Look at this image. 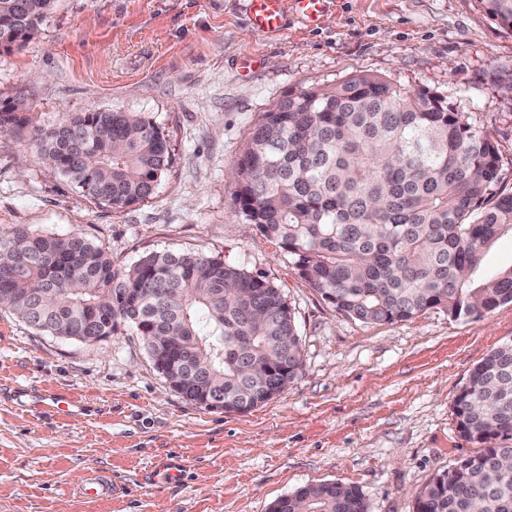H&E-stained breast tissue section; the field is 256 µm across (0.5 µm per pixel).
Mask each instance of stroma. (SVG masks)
<instances>
[{
    "label": "stroma",
    "mask_w": 512,
    "mask_h": 512,
    "mask_svg": "<svg viewBox=\"0 0 512 512\" xmlns=\"http://www.w3.org/2000/svg\"><path fill=\"white\" fill-rule=\"evenodd\" d=\"M257 35L241 0H56L38 36L0 55V98L42 125L66 112H142L172 163L153 195L101 206L0 140V225L85 235L120 266L150 253L220 255L290 303L302 367L243 414L185 402L127 327L94 345L0 312V512H269L298 487H357L368 512H414L418 493L478 446L452 400L512 340V304L478 320L430 309L364 323L337 312L238 213L235 169L262 112L288 92L359 73L426 88L469 113L500 150L512 193V31L476 0H331L321 25ZM181 464L180 481L158 472Z\"/></svg>",
    "instance_id": "35a3bbf8"
}]
</instances>
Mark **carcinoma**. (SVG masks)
<instances>
[{
    "label": "carcinoma",
    "instance_id": "carcinoma-1",
    "mask_svg": "<svg viewBox=\"0 0 512 512\" xmlns=\"http://www.w3.org/2000/svg\"><path fill=\"white\" fill-rule=\"evenodd\" d=\"M55 0H0V54L37 36ZM512 30V0H478ZM26 131L39 158L114 210L151 196L170 163L138 112H65L42 126L25 97L0 99V133ZM495 142L438 94L351 75L302 88L261 113L235 169V209L292 257L339 313L366 323L428 309L481 318L512 303V266L483 273L512 234ZM0 308L28 327L91 345L127 326L184 401L245 413L298 376L301 349L281 289L219 257L148 254L127 267L87 237L0 230ZM457 430L482 445L435 476L416 512H512V340L468 374L453 399ZM270 512H368L354 486L324 482Z\"/></svg>",
    "mask_w": 512,
    "mask_h": 512
}]
</instances>
